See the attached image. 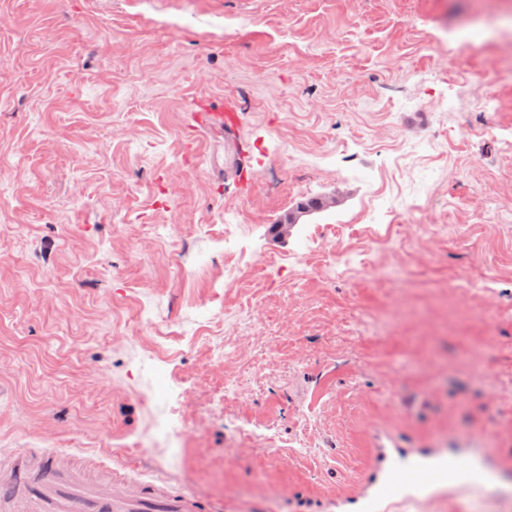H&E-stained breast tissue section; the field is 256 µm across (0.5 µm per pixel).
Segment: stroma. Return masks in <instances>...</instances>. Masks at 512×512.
<instances>
[{
  "label": "stroma",
  "instance_id": "obj_1",
  "mask_svg": "<svg viewBox=\"0 0 512 512\" xmlns=\"http://www.w3.org/2000/svg\"><path fill=\"white\" fill-rule=\"evenodd\" d=\"M38 448L208 512L469 455L485 496L383 512H512V0H0V459Z\"/></svg>",
  "mask_w": 512,
  "mask_h": 512
}]
</instances>
